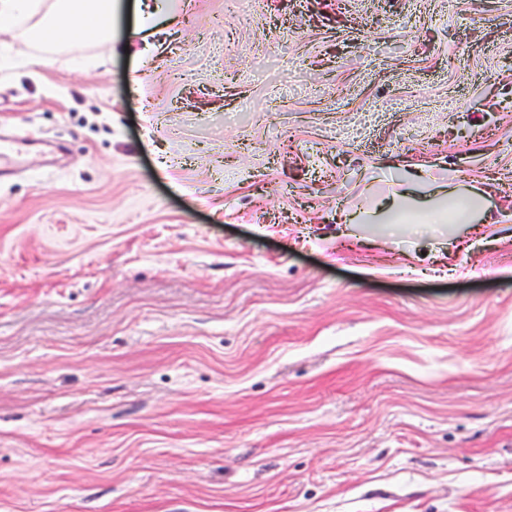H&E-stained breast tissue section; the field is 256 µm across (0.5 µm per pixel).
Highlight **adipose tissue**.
<instances>
[{"label": "adipose tissue", "mask_w": 512, "mask_h": 512, "mask_svg": "<svg viewBox=\"0 0 512 512\" xmlns=\"http://www.w3.org/2000/svg\"><path fill=\"white\" fill-rule=\"evenodd\" d=\"M121 9L120 0H0V30L46 49L66 47L83 34L108 41Z\"/></svg>", "instance_id": "ef3b65f1"}]
</instances>
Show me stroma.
Instances as JSON below:
<instances>
[{
	"label": "stroma",
	"mask_w": 512,
	"mask_h": 512,
	"mask_svg": "<svg viewBox=\"0 0 512 512\" xmlns=\"http://www.w3.org/2000/svg\"><path fill=\"white\" fill-rule=\"evenodd\" d=\"M164 10L0 33V512H512V0Z\"/></svg>",
	"instance_id": "stroma-1"
}]
</instances>
